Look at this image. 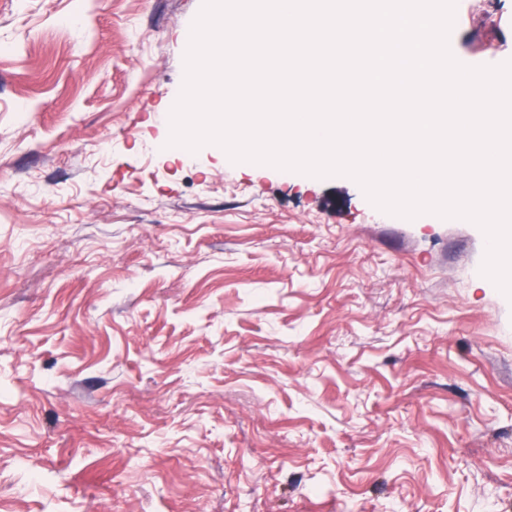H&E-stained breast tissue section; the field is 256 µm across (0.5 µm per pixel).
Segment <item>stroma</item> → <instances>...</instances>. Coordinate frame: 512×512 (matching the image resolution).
<instances>
[{
    "label": "stroma",
    "instance_id": "stroma-1",
    "mask_svg": "<svg viewBox=\"0 0 512 512\" xmlns=\"http://www.w3.org/2000/svg\"><path fill=\"white\" fill-rule=\"evenodd\" d=\"M465 0L462 64L512 59ZM197 0H0V512H512L472 223L161 147Z\"/></svg>",
    "mask_w": 512,
    "mask_h": 512
}]
</instances>
